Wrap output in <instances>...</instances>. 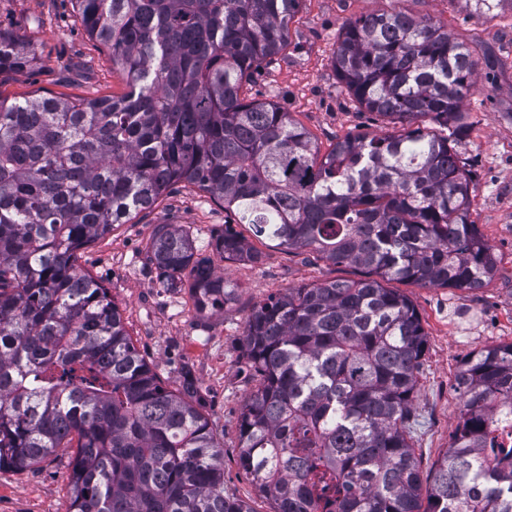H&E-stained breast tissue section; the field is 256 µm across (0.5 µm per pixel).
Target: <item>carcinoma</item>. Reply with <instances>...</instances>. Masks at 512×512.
<instances>
[{"label": "carcinoma", "instance_id": "1", "mask_svg": "<svg viewBox=\"0 0 512 512\" xmlns=\"http://www.w3.org/2000/svg\"><path fill=\"white\" fill-rule=\"evenodd\" d=\"M72 2L129 91L0 98V470L74 446L71 512H254L224 493V443L192 375L164 386L107 288L77 264L182 183L257 238L366 271L289 288L246 319L253 388L239 464L274 512H512V447L492 429L512 404V343L461 365L459 421L425 483L413 439L426 333L411 300L382 285L474 290L497 271L470 220L473 173L448 143L466 131L479 53L429 18L347 21L337 78L400 129L323 153L291 113L243 96L255 67L286 47L300 0ZM33 61L0 33V72ZM427 117L439 131L419 127ZM210 247L222 262L261 258L229 230ZM149 254L165 287L190 275L198 313L234 299L185 229L160 225Z\"/></svg>", "mask_w": 512, "mask_h": 512}]
</instances>
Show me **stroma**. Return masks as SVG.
Here are the masks:
<instances>
[{"label":"stroma","instance_id":"obj_1","mask_svg":"<svg viewBox=\"0 0 512 512\" xmlns=\"http://www.w3.org/2000/svg\"><path fill=\"white\" fill-rule=\"evenodd\" d=\"M401 11L439 20L458 40L477 44L497 63L479 68L477 89L464 103L468 128L454 145L474 174L471 219L499 256L495 276L476 290L388 285L415 305L427 335L418 377L419 426L415 455L422 478L433 476L459 418L456 375L474 352L512 343V11L478 14L464 0H302L288 45L261 62L244 87L247 99L289 112L321 150L358 133L393 132L387 121L360 107L337 79L333 52L343 24L374 12ZM0 31L33 48L29 68L0 74V98L42 96L92 100L128 90L107 48L85 31L71 0H0ZM223 205L198 189L176 188L149 211L116 226L79 254V267L107 288L140 355L160 380L174 386L182 371L196 379L216 434L224 440V489L254 512H271L238 464V417L252 388L240 337L254 305L289 288L360 278V269L290 253L263 239L259 264L229 263L237 287L224 309L198 314L188 289L162 286L148 246L159 225L180 224L198 250L223 234ZM74 450L60 451L25 469L0 470V512H69Z\"/></svg>","mask_w":512,"mask_h":512}]
</instances>
